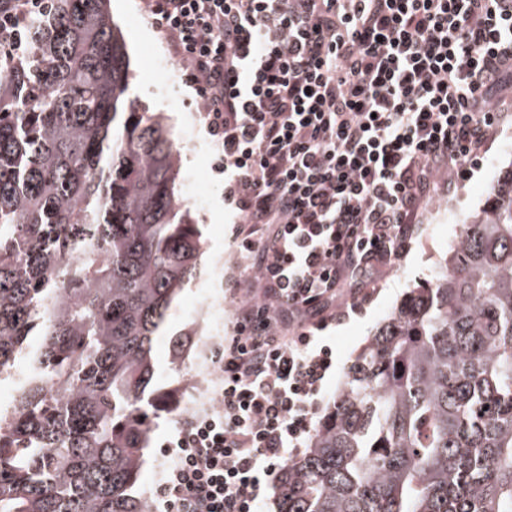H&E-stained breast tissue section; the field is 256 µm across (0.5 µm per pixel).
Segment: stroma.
Returning a JSON list of instances; mask_svg holds the SVG:
<instances>
[{
    "label": "stroma",
    "instance_id": "1",
    "mask_svg": "<svg viewBox=\"0 0 512 512\" xmlns=\"http://www.w3.org/2000/svg\"><path fill=\"white\" fill-rule=\"evenodd\" d=\"M112 8L128 45L134 48L132 67L139 101L149 111L165 113L168 118L180 153V194L196 223L203 225L207 238L196 278L173 305L161 336L154 340L157 382L176 391L178 410L183 413L190 405H202L206 398L205 393H192L188 381L193 369L214 360L215 352L207 348V339L221 338L231 331L236 300L228 283L238 278L237 267L243 262L236 244L238 215L224 201V174L217 167L218 158L200 114L196 91L187 82L163 34L148 18L144 0H113ZM511 164L512 124L508 123L486 152L482 165L468 179L452 183L447 194L428 206L410 252L383 278L363 314L352 317L333 332L338 368L320 398V410H327L335 403L342 373L367 345L371 334L411 289L426 285L432 279L463 225L481 208L497 178ZM203 174L208 177L209 187L202 193L198 190L197 179ZM205 301L220 308V316L193 315V307ZM189 329L194 336L187 346L184 363L181 367H172L170 341ZM174 424L171 416L156 422L144 450L142 475L135 488L137 495L154 498L165 466L162 445Z\"/></svg>",
    "mask_w": 512,
    "mask_h": 512
}]
</instances>
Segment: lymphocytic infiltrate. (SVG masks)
<instances>
[{
	"mask_svg": "<svg viewBox=\"0 0 512 512\" xmlns=\"http://www.w3.org/2000/svg\"><path fill=\"white\" fill-rule=\"evenodd\" d=\"M203 101L252 270L161 512H260L336 371L325 331L468 177L512 89V0H147Z\"/></svg>",
	"mask_w": 512,
	"mask_h": 512,
	"instance_id": "obj_1",
	"label": "lymphocytic infiltrate"
}]
</instances>
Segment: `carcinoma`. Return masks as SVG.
<instances>
[{"instance_id":"1","label":"carcinoma","mask_w":512,"mask_h":512,"mask_svg":"<svg viewBox=\"0 0 512 512\" xmlns=\"http://www.w3.org/2000/svg\"><path fill=\"white\" fill-rule=\"evenodd\" d=\"M110 0H0V512H151L152 336L205 240ZM278 512H512V163L348 369Z\"/></svg>"}]
</instances>
